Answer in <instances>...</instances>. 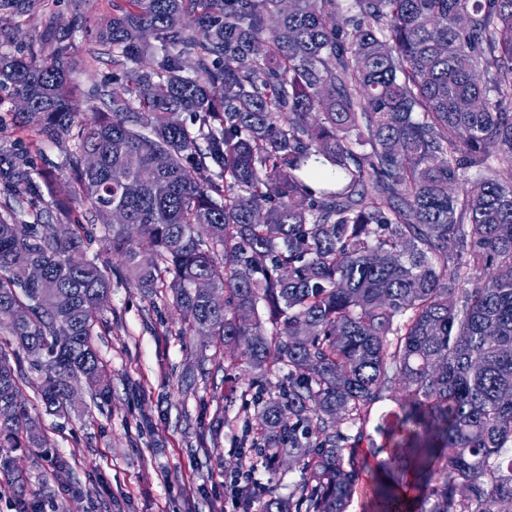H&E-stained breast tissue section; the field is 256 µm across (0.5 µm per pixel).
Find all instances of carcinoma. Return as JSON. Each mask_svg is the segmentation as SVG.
<instances>
[{
  "label": "carcinoma",
  "mask_w": 512,
  "mask_h": 512,
  "mask_svg": "<svg viewBox=\"0 0 512 512\" xmlns=\"http://www.w3.org/2000/svg\"><path fill=\"white\" fill-rule=\"evenodd\" d=\"M110 4L96 44L112 82L82 117L50 0H0V27L43 19L39 46L0 52V92L29 101L18 126L70 145L73 187L58 239L39 208L50 174L0 149V481L17 484L10 452L46 445L25 375L57 419L76 378L111 400L94 336L112 267L71 263L97 220L103 248L146 293L168 289L195 335L245 346L264 376L288 369L282 395L255 394L254 449L292 458L302 483L262 512H346L364 472L390 512L397 476L349 440L397 385L378 429L415 475L413 512H512V0ZM76 195L90 218L72 215Z\"/></svg>",
  "instance_id": "obj_1"
}]
</instances>
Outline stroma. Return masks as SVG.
I'll return each mask as SVG.
<instances>
[{
	"mask_svg": "<svg viewBox=\"0 0 512 512\" xmlns=\"http://www.w3.org/2000/svg\"><path fill=\"white\" fill-rule=\"evenodd\" d=\"M62 23L80 14L73 34L69 90L74 108L91 115V88L112 66L93 61L95 33L111 15L108 0H61ZM109 328L95 343L112 377V400L94 407L87 388L68 424L56 425L37 404L38 381H22L32 415L46 430V448L15 454L25 496L37 512H259L302 480L285 462L253 456V501L234 500L224 478L248 449L245 434L260 426L242 396L258 376L243 350L225 359L193 335L183 313L163 296H146L113 258ZM69 467L57 471L54 456Z\"/></svg>",
	"mask_w": 512,
	"mask_h": 512,
	"instance_id": "1",
	"label": "stroma"
}]
</instances>
